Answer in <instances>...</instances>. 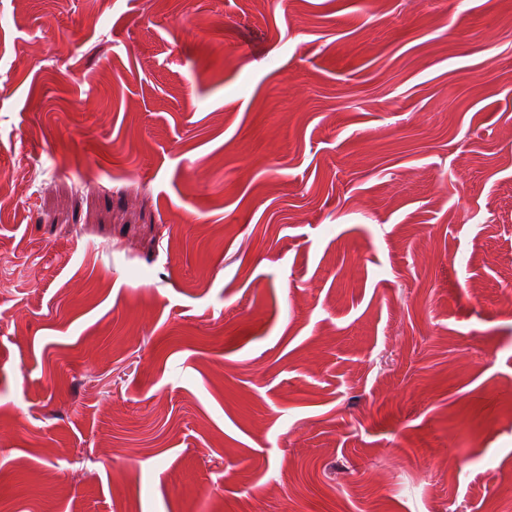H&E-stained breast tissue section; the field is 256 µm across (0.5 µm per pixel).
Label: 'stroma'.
I'll return each mask as SVG.
<instances>
[{
    "label": "stroma",
    "instance_id": "stroma-1",
    "mask_svg": "<svg viewBox=\"0 0 512 512\" xmlns=\"http://www.w3.org/2000/svg\"><path fill=\"white\" fill-rule=\"evenodd\" d=\"M0 512H512V0H0Z\"/></svg>",
    "mask_w": 512,
    "mask_h": 512
}]
</instances>
